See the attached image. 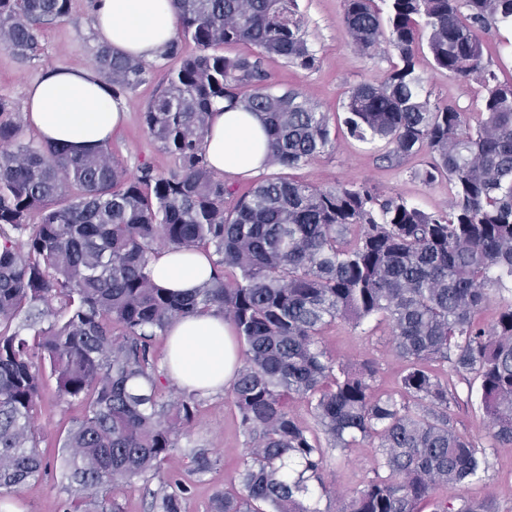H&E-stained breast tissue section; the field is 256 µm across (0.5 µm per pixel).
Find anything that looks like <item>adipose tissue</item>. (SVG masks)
I'll use <instances>...</instances> for the list:
<instances>
[{"label":"adipose tissue","mask_w":512,"mask_h":512,"mask_svg":"<svg viewBox=\"0 0 512 512\" xmlns=\"http://www.w3.org/2000/svg\"><path fill=\"white\" fill-rule=\"evenodd\" d=\"M92 25L99 44L112 53L151 61L174 39L178 17L169 0H94ZM25 113L45 143L91 151L111 137L127 107L95 69L50 68L30 85ZM204 149L211 168L231 182L268 168V136L259 115L220 101L213 105ZM213 262L204 252L167 249L154 256L152 269L159 287L188 292L212 277ZM167 337V372L178 385L213 393L233 382L235 334L222 315L176 319Z\"/></svg>","instance_id":"adipose-tissue-1"}]
</instances>
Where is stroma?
<instances>
[{"label":"stroma","instance_id":"obj_1","mask_svg":"<svg viewBox=\"0 0 512 512\" xmlns=\"http://www.w3.org/2000/svg\"><path fill=\"white\" fill-rule=\"evenodd\" d=\"M91 6L92 0H71L66 17L41 28L40 53L35 59L21 61L0 47V96L20 108L25 103L29 84L46 68L93 66L98 42L91 22ZM298 6L305 37L317 59L315 68L304 70L277 57L265 59L264 68L277 90L300 89L320 111L340 112L351 87L383 80L389 67V51L382 48L375 54L364 55L352 46L341 27L344 0H298ZM480 38L484 57L498 80H511L512 27L491 28L482 32ZM169 67V61L153 60L145 82L127 94L129 110L125 122L112 134V151L130 174H138L144 165L151 166L158 174L168 173L174 166L173 158L160 150L143 123L148 103L166 85ZM416 72L431 103L460 105L467 109L471 120H478L484 95L480 85L455 80L435 69L424 48L417 53ZM330 127V146L312 161L289 169V176L321 188L339 182L366 183L381 194L400 197L424 211H447V177L428 184L419 176L429 159L427 153L396 161L389 158L383 143L356 140L336 120ZM320 341L344 362L373 361L377 386L384 390L395 388L401 364L391 350L392 331L387 321L374 320L356 330L336 321L324 328ZM200 401V412L189 436L179 441L180 452L174 453L159 473L136 480L119 494L124 512H153V491L172 476L184 480L188 487L182 501L183 512H211L213 496L233 488L235 467L246 442L238 427L237 410L223 390L201 396ZM82 410L80 403L60 399L54 378L46 379L38 423L39 446L47 456H56L60 437ZM453 424L459 433L485 448L491 463L485 475L460 489V497L489 502L492 512H512V446L494 445L485 428L479 396H472L469 402L454 409ZM192 446L217 452L220 464L205 473L190 474V463L182 451ZM372 459L373 449L365 442L342 453L329 452L325 479L340 492L353 494L370 477ZM67 497L60 470L53 466L18 493L0 496V512H64Z\"/></svg>","mask_w":512,"mask_h":512}]
</instances>
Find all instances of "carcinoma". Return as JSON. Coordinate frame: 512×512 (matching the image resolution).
I'll use <instances>...</instances> for the list:
<instances>
[{
	"instance_id": "cac0c4a2",
	"label": "carcinoma",
	"mask_w": 512,
	"mask_h": 512,
	"mask_svg": "<svg viewBox=\"0 0 512 512\" xmlns=\"http://www.w3.org/2000/svg\"><path fill=\"white\" fill-rule=\"evenodd\" d=\"M70 0H0V46L38 55V30L65 17ZM175 60L167 87L143 112L152 139L176 161L130 176L107 143L73 153L21 139V115L0 97V491L16 493L46 472L36 427L49 363L59 397L85 407L64 436L66 512H122L116 491L157 473L188 435L199 390L163 399L154 337L183 316L217 311L243 344L230 396L246 436L238 489L213 512H321L308 482L324 484L329 450L374 448L371 477L339 512H490L448 496L486 473L484 449L450 424L461 398L451 376L479 385L492 439L512 445V299L491 297L512 278V82L484 61L479 33L512 24V0H345L342 25L369 55L385 43L396 62L379 83L343 101L359 141H383L392 156L421 150L430 183L448 176V212L426 213L366 184L320 188L269 176L229 208L234 188L203 150L213 104L259 114L268 165L294 168L331 144L330 114L302 91H272L266 57L310 69L316 56L297 0H171ZM427 33L436 69L485 91L482 119L433 105L416 73ZM200 51L180 54V41ZM248 44L249 54L218 49ZM97 70L125 94L148 64L96 51ZM216 256L215 274L190 295L158 287L153 246ZM392 329L402 363L396 390L375 389V366H349L321 345L324 326L353 328L372 317ZM305 401L314 426L288 400ZM193 473L220 462L184 448ZM187 491L170 478L154 512H182Z\"/></svg>"
}]
</instances>
